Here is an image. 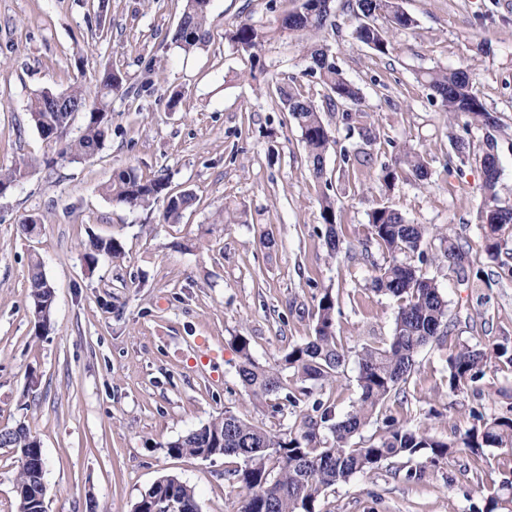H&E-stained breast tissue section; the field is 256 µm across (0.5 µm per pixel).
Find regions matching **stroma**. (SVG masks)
Here are the masks:
<instances>
[{"mask_svg": "<svg viewBox=\"0 0 512 512\" xmlns=\"http://www.w3.org/2000/svg\"><path fill=\"white\" fill-rule=\"evenodd\" d=\"M300 0H211L209 39L184 52L172 41L183 0H0V167L22 157L35 170L0 197V428L25 423L43 448L46 512H132L155 480L174 475L192 486L201 512H237L245 491L228 480L231 459L170 455L168 442L230 410L253 424L284 430L297 417L251 405L231 344L247 337L253 357L273 362L311 336L317 302L331 290L340 310L336 334L355 349L392 336L395 302L373 292L359 254L368 214L383 204L410 223L476 241L482 198L481 156L494 136L499 196L512 205V0H402L413 18L390 29V55L353 36L347 0H332L336 30L327 43L362 92L377 133L363 145L341 110L324 112L336 139L325 176L336 195L342 242L329 258L321 233L322 189L306 167L300 129L275 94L258 92L247 54L225 39L238 22L277 27ZM304 35L266 43L271 74L298 77L313 100L324 90L307 76ZM160 80L139 98L114 97L112 132L86 162L58 158L28 119L44 90L72 84L95 91L105 67L141 83L146 66ZM470 66L475 89L498 120L493 131L449 121L420 79L433 68ZM467 135L471 160L459 165L449 132ZM421 147L430 183L386 188L381 163L398 147ZM365 147L367 166L343 163L342 150ZM136 168L163 176L171 192L197 197L180 223L161 206L133 210L102 192L112 174ZM245 212L222 225L226 203ZM43 222L38 237L20 226ZM115 237L124 254L87 269L90 237ZM40 257L56 295L48 334L30 313L29 264ZM506 255L473 254L470 267L445 259L425 267L448 300V342L484 346L512 338V269ZM446 352L420 349L405 396L391 414L451 436L470 407L512 405V374L488 375L481 397L449 394ZM441 411L432 419L429 409ZM464 455L434 477L409 483L385 464L340 485L321 512H468L478 488Z\"/></svg>", "mask_w": 512, "mask_h": 512, "instance_id": "stroma-1", "label": "stroma"}]
</instances>
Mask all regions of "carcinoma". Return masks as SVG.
<instances>
[{
    "mask_svg": "<svg viewBox=\"0 0 512 512\" xmlns=\"http://www.w3.org/2000/svg\"><path fill=\"white\" fill-rule=\"evenodd\" d=\"M356 20L355 37L380 55L392 49L385 20L395 28L412 26L413 19L400 0H347ZM210 0H185L173 40L177 47L190 52L206 42ZM335 27L329 0H301L299 7L285 15L280 29L305 32L310 41L304 46L309 65L305 74L317 78L325 90L327 108L347 107L343 118L348 130L358 131L368 144L376 140L369 112L361 107V91L348 80L338 64L328 56L330 49L323 35ZM225 39L247 53L251 69L260 66V55L270 39V31L249 21H241L225 32ZM431 97L448 118L463 115L467 125L492 127L495 118L474 89L469 67L435 69L422 75ZM275 89L287 112L302 133L308 169L313 178L322 180L325 155L334 139L322 121V108L305 94L294 78L277 76L264 80L258 90ZM139 93L128 84L119 68L107 67L100 75L96 91L88 93L81 86L56 93L43 91L28 106L31 125L42 134L60 129L64 135L58 156L70 162L95 157L111 131L112 97ZM81 107L80 134L71 136L75 112L61 110L57 100ZM449 142L457 161L464 165L471 157L470 141L450 135ZM35 165L33 159H20L0 169V190L9 191L24 179ZM419 181L430 178L425 151L410 145L399 149L394 161L381 166L380 181L388 188L402 177ZM498 177L485 175L482 201L478 208L480 235L475 244H461L425 224H411L395 210L379 205L369 213V235L391 257L386 264L370 261L373 274L371 289L397 303L393 335L385 341H365L355 349L358 364L357 398L344 415L336 413L335 401L313 397L314 388L338 385L349 359L336 336V300L324 291L318 300L313 333L304 342L292 346L279 360L263 364L255 360L250 342L244 336L232 340L239 356L238 381L249 401L266 406L279 414L290 408L302 412L300 424L285 432H272L246 421L230 410L178 439L168 443L175 456L190 455L204 459L215 456L234 457L240 466L228 477L245 489L239 512H316L318 503L337 486L356 476H367L385 462L403 461L405 478L422 482L437 474L460 454L486 457V449L502 451L508 471L512 472V406L498 415H488L484 407L469 409L468 426L454 436L443 439L432 435L425 426H412L392 415L382 421L373 439L356 440L363 429L378 420L382 408L404 392L416 369L420 348L434 343L444 346L448 328V300L434 280L425 276L422 266L436 260L423 245L433 237L439 240L441 255L448 262L461 264L473 249L499 255L505 236L512 237V206L501 203ZM320 197L324 222V241L332 257L340 253L336 224V199L328 193L329 183ZM163 178L144 179L129 167L115 173L103 187L106 196L132 209L148 208L161 201L163 216L169 223L180 221L183 212L196 197L184 191L172 194ZM124 254L121 241L114 237H94L84 254L88 270L95 269L99 257L119 258ZM29 296L37 333L49 332L55 304V291L48 281L39 258L29 267ZM448 392L455 395L481 391L487 374L512 372V343L505 340L492 347L460 343L448 349ZM0 448L19 454V471L14 485L20 512H45L47 489L45 458L38 438L19 423L0 429ZM479 498L471 503L470 512H512V481L498 484L476 476ZM174 496L186 507L184 512H199L194 488L173 475L158 478L140 494L133 512H152L153 500Z\"/></svg>",
    "mask_w": 512,
    "mask_h": 512,
    "instance_id": "carcinoma-1",
    "label": "carcinoma"
}]
</instances>
